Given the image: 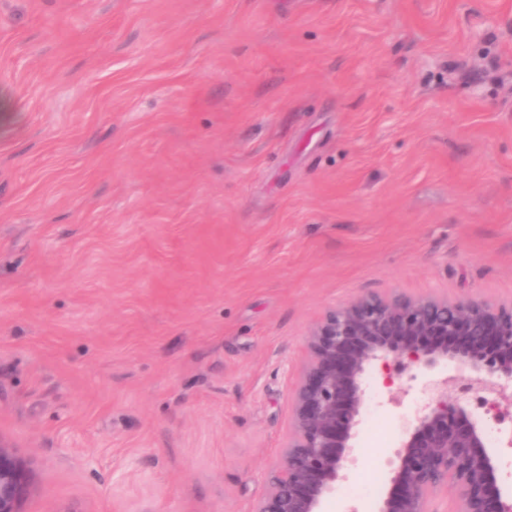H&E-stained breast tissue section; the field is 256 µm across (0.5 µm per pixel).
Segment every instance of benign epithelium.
<instances>
[{
	"label": "benign epithelium",
	"instance_id": "1",
	"mask_svg": "<svg viewBox=\"0 0 512 512\" xmlns=\"http://www.w3.org/2000/svg\"><path fill=\"white\" fill-rule=\"evenodd\" d=\"M308 356L292 393L288 437L270 488L251 512H322L346 479V450L365 403L363 375L380 362L393 369L456 364L461 374L429 380L428 402L401 441L391 488L380 512H441L438 493L454 487L456 512H512L497 485L496 450L486 445L482 419L448 394L464 393L512 405V301L436 295H362L328 311L310 333ZM32 473L0 441V512H20Z\"/></svg>",
	"mask_w": 512,
	"mask_h": 512
}]
</instances>
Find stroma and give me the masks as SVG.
Masks as SVG:
<instances>
[{
    "instance_id": "1",
    "label": "stroma",
    "mask_w": 512,
    "mask_h": 512,
    "mask_svg": "<svg viewBox=\"0 0 512 512\" xmlns=\"http://www.w3.org/2000/svg\"><path fill=\"white\" fill-rule=\"evenodd\" d=\"M0 101L22 512H251L328 310L512 299V0H0ZM448 372L367 366L327 512Z\"/></svg>"
}]
</instances>
